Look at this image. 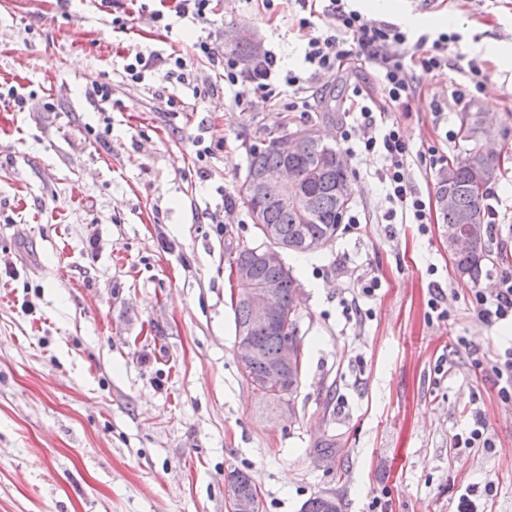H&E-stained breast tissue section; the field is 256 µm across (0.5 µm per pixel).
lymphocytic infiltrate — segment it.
<instances>
[{
    "label": "lymphocytic infiltrate",
    "instance_id": "lymphocytic-infiltrate-1",
    "mask_svg": "<svg viewBox=\"0 0 512 512\" xmlns=\"http://www.w3.org/2000/svg\"><path fill=\"white\" fill-rule=\"evenodd\" d=\"M324 13L335 17L336 33L310 36L305 48L306 74L284 72L277 67V56L267 52L261 67L250 74H243L234 55L220 54L210 39L199 40L195 45L196 56L206 58L221 66L224 83L234 93V102L242 106L254 97L272 99L277 84L291 88L301 105H308L309 91L321 75L336 69L344 62L364 61L377 78V95H370L361 88H353L351 104L359 110L364 135L362 152L381 156L385 166L381 174L388 190V200L393 209L411 216L414 223L428 221L425 200L418 192L408 171L410 147L397 121L386 120V113L407 112L411 103L422 92L424 77L462 59L458 34H439L437 39L427 35L412 36L400 24L385 19H369L353 9L350 0H321ZM432 44V51H425V44ZM188 63L186 58L154 51H137L124 67L133 82L139 83L146 76L163 73L166 79L184 81ZM471 304L479 319L493 325L512 318V276H501L493 293L473 290Z\"/></svg>",
    "mask_w": 512,
    "mask_h": 512
}]
</instances>
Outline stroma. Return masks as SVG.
Wrapping results in <instances>:
<instances>
[{
	"instance_id": "stroma-1",
	"label": "stroma",
	"mask_w": 512,
	"mask_h": 512,
	"mask_svg": "<svg viewBox=\"0 0 512 512\" xmlns=\"http://www.w3.org/2000/svg\"><path fill=\"white\" fill-rule=\"evenodd\" d=\"M369 18L411 19L419 34H459L486 67L482 92L459 101L457 68L429 74L398 113L411 175L430 202L425 228L389 219L376 155L348 160L349 214L328 249L287 254L303 299L302 382L294 416L270 412L239 367L229 275L258 245L239 187L247 150L281 123L315 124L337 149L363 128L353 87L368 66L322 74L308 110L281 90L231 105L220 69L194 60L185 83H135L133 48L190 56L198 36L230 52L251 28L280 66L304 71L296 0H214L209 23L155 19L159 0H0V512H232L227 476L245 471L262 512H301L323 492L343 512H455L468 485L494 481L485 512H512V402L491 373L512 323L487 325L473 285L448 258L431 148L456 158L472 144L466 112L491 111L486 151L505 169L487 204L494 226L481 287L512 274V0H354ZM129 21L112 29L113 17ZM510 45L485 56L483 42ZM112 87L100 111L86 88ZM445 126L437 128L434 110ZM508 262H500V255ZM380 283L373 296L357 288ZM448 317L430 318L435 288ZM480 409L492 449L452 448ZM336 440L330 466L315 447Z\"/></svg>"
}]
</instances>
